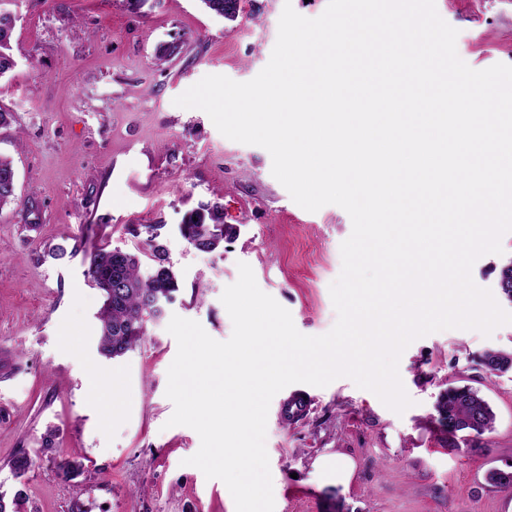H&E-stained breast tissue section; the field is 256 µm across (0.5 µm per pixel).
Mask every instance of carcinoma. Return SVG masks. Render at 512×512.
<instances>
[{"instance_id": "cac0c4a2", "label": "carcinoma", "mask_w": 512, "mask_h": 512, "mask_svg": "<svg viewBox=\"0 0 512 512\" xmlns=\"http://www.w3.org/2000/svg\"><path fill=\"white\" fill-rule=\"evenodd\" d=\"M212 15L233 21L240 12L239 0H200ZM14 17L0 12V77L15 66L12 51ZM16 172L10 158L0 155V210L16 204ZM148 234L152 265L143 268L139 255L119 249L98 248L90 255L87 275L103 297L97 313L99 322L98 350L107 359L124 356L146 336L147 324L160 318L165 304L179 291L178 279L168 264L163 245L154 243L159 237L157 224L143 226ZM184 240L201 252H212L224 239L236 234L232 224L224 223V207L207 204L190 211L180 225ZM120 279L125 288L116 291L112 280ZM481 366L491 374L512 370V352L489 350L482 355ZM436 421L448 435V446L459 447L458 435L479 438L493 430L495 414L481 393L468 385L449 387L440 393L435 405ZM34 464L27 453L15 456L11 469L18 478L25 476ZM487 481L495 488L512 491V465L493 468Z\"/></svg>"}]
</instances>
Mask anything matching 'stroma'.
I'll return each mask as SVG.
<instances>
[{"label": "stroma", "mask_w": 512, "mask_h": 512, "mask_svg": "<svg viewBox=\"0 0 512 512\" xmlns=\"http://www.w3.org/2000/svg\"><path fill=\"white\" fill-rule=\"evenodd\" d=\"M327 2L241 0L238 18L227 21L200 0L136 8L127 0H0L16 18V65L0 78V109L12 114L0 126V155L14 162L19 202L0 210V495L23 492L35 512H236L221 480L186 463L198 434L167 424L177 352L169 318L228 340L221 295L244 262L299 332L327 333L337 320L330 285L352 221L333 204L298 206L264 148L224 137L204 111L174 100L209 74L253 79L270 60L284 5L315 18ZM435 4L470 67L512 65V0ZM172 45L178 54L159 61ZM214 202L239 233L201 252L178 226ZM148 224L160 225L181 289L133 352L108 360L98 352L102 296L86 276L89 255L100 247L146 252ZM62 242L73 251L65 261L49 253ZM501 244L502 254L476 261L472 277L512 312L496 291L512 233ZM490 349L512 350V324L488 337L450 329L415 340L399 362L412 400L400 414L346 377L295 384L307 411L293 420L268 412L275 512H328L334 501L340 512H512V494L485 480L488 469L512 465V371L486 373L478 358ZM449 385L480 389L495 413L476 447H448L432 418ZM21 452L34 465L18 479L11 461ZM62 457L82 462L81 472L63 475ZM338 457L353 465L349 482L318 466Z\"/></svg>", "instance_id": "35a3bbf8"}]
</instances>
